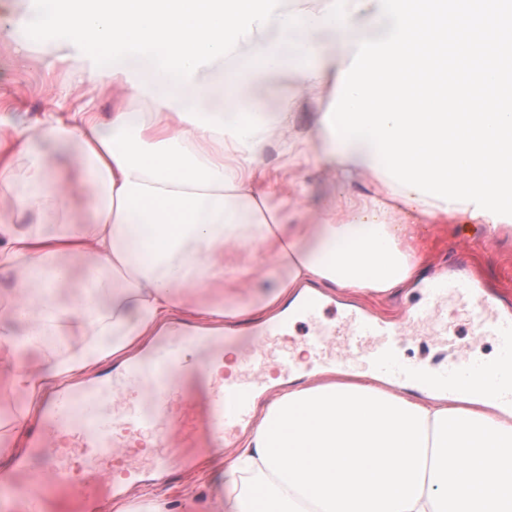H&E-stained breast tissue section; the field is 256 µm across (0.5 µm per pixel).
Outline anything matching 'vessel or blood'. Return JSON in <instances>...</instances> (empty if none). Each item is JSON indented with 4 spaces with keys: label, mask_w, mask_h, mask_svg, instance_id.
Wrapping results in <instances>:
<instances>
[{
    "label": "vessel or blood",
    "mask_w": 512,
    "mask_h": 512,
    "mask_svg": "<svg viewBox=\"0 0 512 512\" xmlns=\"http://www.w3.org/2000/svg\"><path fill=\"white\" fill-rule=\"evenodd\" d=\"M451 293L470 306L481 332L496 337V363L457 360L432 371L397 362L400 338L421 323L435 321ZM421 297V304L409 309L405 322L396 326L352 309L342 311L336 324L325 326L320 322L323 299L305 294L281 320L255 330L252 343L240 351L236 370L225 375L202 373L193 355L201 338L188 327L173 326L143 362L106 369L80 389L48 396L28 430V454L0 471V492L12 489L20 475H34L22 512H49L63 492L78 483L82 495L72 512H102L103 497L125 495L137 483L167 479L190 467V460L173 453L175 441L190 439L223 450L249 425L259 393L269 391L272 380L294 379L303 372L305 364L294 355L268 353L269 343L287 336L289 325L301 320L311 326L307 364L326 361L343 367L359 360L400 391L427 385L454 392L477 388L512 404V310L498 309L471 274L454 265L424 283ZM177 368L200 374L205 411H198L179 379L173 378ZM138 392L144 393V404H129V397ZM141 432L151 433L156 442L146 454L130 450Z\"/></svg>",
    "instance_id": "b4317fda"
}]
</instances>
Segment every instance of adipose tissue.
<instances>
[{"mask_svg":"<svg viewBox=\"0 0 512 512\" xmlns=\"http://www.w3.org/2000/svg\"><path fill=\"white\" fill-rule=\"evenodd\" d=\"M39 21L95 52L69 71L90 86L77 107L34 127L0 100V197L13 204L0 213V269L14 275L0 378L22 399L19 419L0 424L2 461L51 389L130 358L176 311L273 318L311 284L382 298L421 271L418 224L493 225L397 186L375 150L342 146L323 116L289 141L303 96L336 92L359 40L387 34L378 0H72ZM131 99L147 111H128ZM274 129L280 156L332 175L314 216L298 206L302 180L265 160ZM365 176L374 189L352 192ZM82 196L93 206L77 216ZM30 348L39 362L22 358ZM112 510L512 512V412L339 374L282 389L231 458L175 497Z\"/></svg>","mask_w":512,"mask_h":512,"instance_id":"adipose-tissue-1","label":"adipose tissue"}]
</instances>
